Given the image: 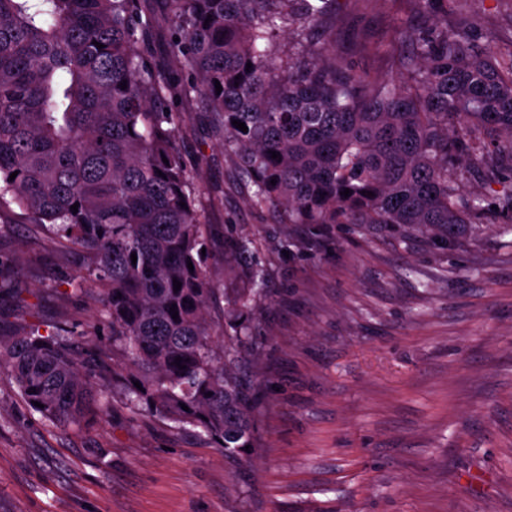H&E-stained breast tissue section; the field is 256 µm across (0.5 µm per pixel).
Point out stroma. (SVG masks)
Instances as JSON below:
<instances>
[{"label":"stroma","instance_id":"35a3bbf8","mask_svg":"<svg viewBox=\"0 0 512 512\" xmlns=\"http://www.w3.org/2000/svg\"><path fill=\"white\" fill-rule=\"evenodd\" d=\"M426 30L410 0H338L336 48L353 69L390 72L373 52L390 17ZM449 26L512 36L504 0L449 8ZM178 143L204 156L209 309L245 287L247 238L265 263L247 325L255 388L250 448L229 455L197 429L132 414L112 371L104 412L62 428L0 373V512H512V212L452 239L386 224H281L252 206L196 103ZM84 260L18 212L0 214V336L101 335L106 295L72 287Z\"/></svg>","mask_w":512,"mask_h":512}]
</instances>
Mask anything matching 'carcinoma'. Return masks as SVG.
<instances>
[{
  "mask_svg": "<svg viewBox=\"0 0 512 512\" xmlns=\"http://www.w3.org/2000/svg\"><path fill=\"white\" fill-rule=\"evenodd\" d=\"M161 16L170 67L154 59ZM335 19L336 0H0V211L16 206L87 259L75 287L107 292L123 358L112 385L129 409L200 428L229 454L253 437L242 318L265 267L252 261L224 308L233 332L215 343L195 181L203 159L179 148V101L198 100L251 203L277 209L282 224H393L449 239L492 220L461 185L475 167L512 211V189H495L512 166V37L484 51L470 28L433 17L409 46L389 45L395 75L374 78L341 60ZM85 345L0 338V371L43 419L80 424L102 411L87 366L105 346L96 336Z\"/></svg>",
  "mask_w": 512,
  "mask_h": 512,
  "instance_id": "cac0c4a2",
  "label": "carcinoma"
}]
</instances>
